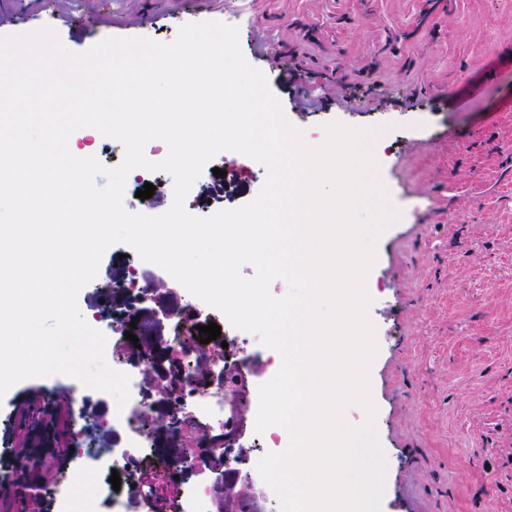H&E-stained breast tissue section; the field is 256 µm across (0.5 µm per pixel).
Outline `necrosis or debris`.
<instances>
[{"instance_id":"necrosis-or-debris-1","label":"necrosis or debris","mask_w":512,"mask_h":512,"mask_svg":"<svg viewBox=\"0 0 512 512\" xmlns=\"http://www.w3.org/2000/svg\"><path fill=\"white\" fill-rule=\"evenodd\" d=\"M132 269L118 284L128 316L153 299L158 267L139 259ZM178 302L182 311L168 321L163 343L177 371L176 401H159L135 361L114 358L113 369L130 376V399L120 408L110 394H97L99 421L112 432V451L101 458L97 470L58 474L51 488L58 512H68L76 497L82 512H215L218 474L211 455L223 457L225 470L255 482L260 478L259 459L288 446L283 427L254 432L258 387L279 369L267 347L253 354L225 352V345L249 340V332L234 328L221 312L186 289H179ZM211 322L220 326L221 335L207 345L210 373L202 384L192 370V344L199 341L201 326ZM160 415L167 427L156 433L150 422ZM115 472L121 478L117 489L110 482Z\"/></svg>"}]
</instances>
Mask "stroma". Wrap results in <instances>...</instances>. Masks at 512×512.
Wrapping results in <instances>:
<instances>
[{
    "instance_id": "1",
    "label": "stroma",
    "mask_w": 512,
    "mask_h": 512,
    "mask_svg": "<svg viewBox=\"0 0 512 512\" xmlns=\"http://www.w3.org/2000/svg\"><path fill=\"white\" fill-rule=\"evenodd\" d=\"M240 34L294 125L383 126L380 176L405 213L378 245L366 287L378 354L370 378L387 458L381 512H512V0H252ZM238 0H24L0 36L44 26L71 52L109 38L174 42L182 25L223 21ZM202 198L233 209L265 168L236 154ZM131 257L109 248L77 297L104 328L124 312L100 283ZM69 432L112 446L71 402Z\"/></svg>"
}]
</instances>
